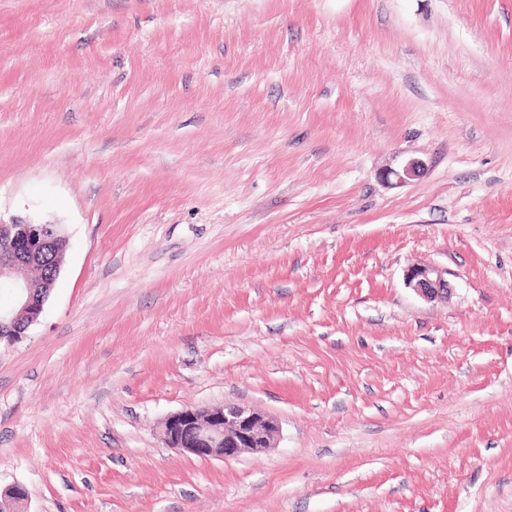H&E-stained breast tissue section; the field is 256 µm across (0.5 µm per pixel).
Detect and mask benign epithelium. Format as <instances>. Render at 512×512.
I'll return each mask as SVG.
<instances>
[{
  "instance_id": "1",
  "label": "benign epithelium",
  "mask_w": 512,
  "mask_h": 512,
  "mask_svg": "<svg viewBox=\"0 0 512 512\" xmlns=\"http://www.w3.org/2000/svg\"><path fill=\"white\" fill-rule=\"evenodd\" d=\"M425 170L423 160L412 158L398 169L387 170L384 177L401 185L420 177ZM68 245L69 239L58 224L0 222V281L11 284L15 299L14 308L0 309V328L9 329L11 340L22 339L40 321ZM405 282L427 301L448 296V280L432 265L408 269ZM280 431L275 417L251 407L224 403L188 407L171 414L165 422L163 439L168 446L201 459H233L272 447ZM11 490L20 497L4 496L8 512H27L26 491L19 485Z\"/></svg>"
}]
</instances>
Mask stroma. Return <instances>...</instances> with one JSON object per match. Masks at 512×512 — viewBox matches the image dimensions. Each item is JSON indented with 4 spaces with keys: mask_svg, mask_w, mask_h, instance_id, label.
<instances>
[{
    "mask_svg": "<svg viewBox=\"0 0 512 512\" xmlns=\"http://www.w3.org/2000/svg\"><path fill=\"white\" fill-rule=\"evenodd\" d=\"M26 218L69 238L0 341L28 512H512V0H0ZM227 402L275 446L165 444ZM425 170L426 164L423 160L412 158L405 162L399 169L387 170L384 177L388 181H391V177H393L395 182L391 184L401 185L420 177ZM406 284L421 298L433 301L448 296V280L442 271L432 265L409 268L405 274ZM279 421L251 407L224 403L188 407L171 414L163 439L171 448L201 459H233L271 448L280 435Z\"/></svg>",
    "mask_w": 512,
    "mask_h": 512,
    "instance_id": "1",
    "label": "stroma"
}]
</instances>
